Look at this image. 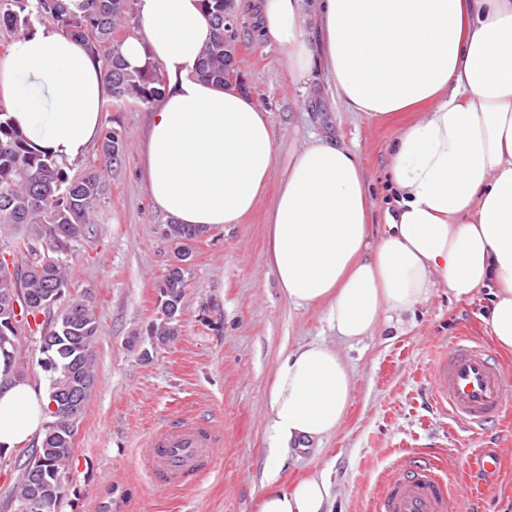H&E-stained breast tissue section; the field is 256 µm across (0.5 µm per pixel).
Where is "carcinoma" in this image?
Returning a JSON list of instances; mask_svg holds the SVG:
<instances>
[{
  "label": "carcinoma",
  "instance_id": "1",
  "mask_svg": "<svg viewBox=\"0 0 512 512\" xmlns=\"http://www.w3.org/2000/svg\"><path fill=\"white\" fill-rule=\"evenodd\" d=\"M132 0H84L80 13L69 11L63 0H0V27L28 31L34 23H51L79 42L101 63L111 101L123 109L149 105L162 95L166 77L159 64L149 61L130 69L120 55L121 41L115 38L117 24L128 21ZM209 15L213 38L204 49L197 76L224 87V0H201ZM0 108V236L16 237L12 255L13 274L0 271V326L12 319L15 328L6 329L10 339L0 346L6 359L4 379L13 375L11 361L17 359L18 332L45 336V358L51 360L49 386L51 420L44 438L35 445L42 457V500L48 507L30 508L31 477L27 468L13 492L15 512H56L69 478L75 427L82 418L96 380L95 343L100 320L90 298L69 291L68 258L77 245L94 233L93 215L104 195L105 183L92 163L81 174L34 147ZM112 126L102 128L99 143L104 166L112 167ZM164 237L172 258L191 256L197 230L184 224H169ZM36 243L34 254L28 245ZM186 270L167 282L162 299L176 306V312L155 317L149 328L152 345L172 341L179 331V317L187 287ZM65 302L56 316L51 309ZM17 303L20 312L10 305ZM75 403V410L59 409L62 401Z\"/></svg>",
  "mask_w": 512,
  "mask_h": 512
}]
</instances>
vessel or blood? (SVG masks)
I'll return each instance as SVG.
<instances>
[{
	"label": "vessel or blood",
	"instance_id": "1",
	"mask_svg": "<svg viewBox=\"0 0 512 512\" xmlns=\"http://www.w3.org/2000/svg\"><path fill=\"white\" fill-rule=\"evenodd\" d=\"M433 393L452 418L470 430L485 432L498 421L507 386L495 354L470 337L459 336L435 363ZM223 444L221 426L184 413L148 434L139 456L154 486L179 490L212 471ZM450 497L448 480L438 465L416 455L384 482L376 512H449Z\"/></svg>",
	"mask_w": 512,
	"mask_h": 512
}]
</instances>
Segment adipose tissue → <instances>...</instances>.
Masks as SVG:
<instances>
[{"label":"adipose tissue","mask_w":512,"mask_h":512,"mask_svg":"<svg viewBox=\"0 0 512 512\" xmlns=\"http://www.w3.org/2000/svg\"><path fill=\"white\" fill-rule=\"evenodd\" d=\"M261 37L289 72L321 77L350 112L386 118L419 108L389 150L396 196L372 235L370 188L354 151L310 135L278 167L267 113L234 88L196 75L212 36L199 0H137L138 30L120 52L159 63L167 85L150 115L143 175L178 224H240L273 170L268 263L285 298L324 305L337 336L371 335L385 313L427 302L436 282L455 299L489 289L496 346L512 352V0H253ZM107 92L99 64L50 25L0 55V99L28 138L58 162L98 138ZM352 383L321 343L288 353L270 389L275 464L321 444L349 406ZM49 398L22 376L0 383V448L40 443ZM329 488L308 477L285 489L269 477L259 512H325Z\"/></svg>","instance_id":"ef3b65f1"}]
</instances>
